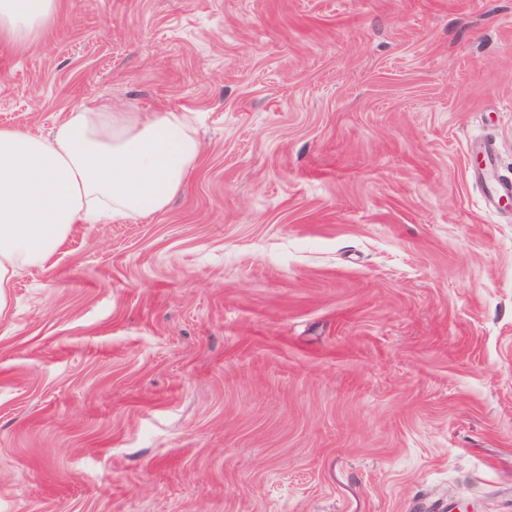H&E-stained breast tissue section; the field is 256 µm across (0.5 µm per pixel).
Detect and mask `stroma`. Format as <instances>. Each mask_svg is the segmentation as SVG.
I'll return each mask as SVG.
<instances>
[{
  "label": "stroma",
  "mask_w": 512,
  "mask_h": 512,
  "mask_svg": "<svg viewBox=\"0 0 512 512\" xmlns=\"http://www.w3.org/2000/svg\"><path fill=\"white\" fill-rule=\"evenodd\" d=\"M89 96L201 153L15 278L0 512H512V0H61L0 50L1 126Z\"/></svg>",
  "instance_id": "obj_1"
}]
</instances>
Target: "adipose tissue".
<instances>
[{"label":"adipose tissue","instance_id":"adipose-tissue-1","mask_svg":"<svg viewBox=\"0 0 512 512\" xmlns=\"http://www.w3.org/2000/svg\"><path fill=\"white\" fill-rule=\"evenodd\" d=\"M60 0H0V44L41 40ZM199 154L185 113L89 99L52 136L0 126V310L17 275L44 269L73 225L164 210Z\"/></svg>","mask_w":512,"mask_h":512}]
</instances>
